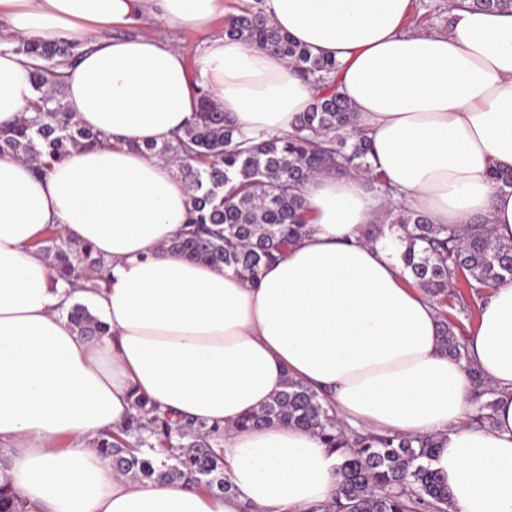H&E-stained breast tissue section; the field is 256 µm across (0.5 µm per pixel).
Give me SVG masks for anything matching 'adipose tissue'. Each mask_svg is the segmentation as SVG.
Returning a JSON list of instances; mask_svg holds the SVG:
<instances>
[{
	"label": "adipose tissue",
	"mask_w": 512,
	"mask_h": 512,
	"mask_svg": "<svg viewBox=\"0 0 512 512\" xmlns=\"http://www.w3.org/2000/svg\"><path fill=\"white\" fill-rule=\"evenodd\" d=\"M411 0H264L270 22L335 59L355 125L395 201L431 223L489 224L512 245V12L454 9L448 30L410 32ZM225 0H0L15 39L80 43L65 96L108 145L36 175L0 154V456L30 512H312L336 492L338 458L312 432L236 422L287 377L331 393L354 429L436 435L431 467L453 512H512V282L478 302L469 349L501 390L495 424H469L470 379L442 351L438 315L391 249L365 236L386 207L361 176L305 183L310 230L251 281L168 251L190 191L141 153L195 117L208 93L240 136L291 134L319 94L272 48L213 31ZM155 18L203 40L194 57L159 34L116 39ZM33 59L0 46V126L34 97ZM54 227L110 260L101 290L72 292L36 243ZM110 327L81 336L75 301ZM226 428L236 492L116 474L94 440L124 425L132 393Z\"/></svg>",
	"instance_id": "1"
}]
</instances>
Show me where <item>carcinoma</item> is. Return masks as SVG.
<instances>
[{
  "instance_id": "cac0c4a2",
  "label": "carcinoma",
  "mask_w": 512,
  "mask_h": 512,
  "mask_svg": "<svg viewBox=\"0 0 512 512\" xmlns=\"http://www.w3.org/2000/svg\"><path fill=\"white\" fill-rule=\"evenodd\" d=\"M459 6L503 10L512 8V0H460ZM224 34L245 46L273 47L323 93L299 115L292 134L248 144L233 142L234 126L203 92L193 124L142 152L175 164L192 192L187 224L168 249L231 268L253 281L261 266L282 257L306 233L300 187L329 170L373 173L371 147L352 127V110L336 83L337 63L312 55L274 27L263 0H253L225 20ZM13 50L37 61L32 75L36 97L29 114L0 128V152L35 164L41 173L77 149L102 145V134L76 121L62 94L63 68L75 59L77 46L15 41ZM385 214L390 223L401 225L400 259L411 283L425 291L438 312L444 352L464 365L475 389L471 423L490 427L502 391L487 383L456 318L448 314V286L462 279L476 293L512 280V246L495 241L487 224H474L460 236L401 204L388 206ZM38 251L57 277L74 288L86 283L98 288L107 282L103 257L51 228ZM67 318L89 339L108 332V325L80 303L69 308ZM131 407L133 413L120 429L94 441L118 474L148 480L163 474L213 495L235 492L224 476V427L176 416L141 394H131ZM275 424L317 434L340 457L336 495L324 512H449L450 491L426 465L438 448L437 437L349 430L329 402L292 376L267 405L242 418L237 427ZM0 512H28L5 478L0 480Z\"/></svg>"
}]
</instances>
